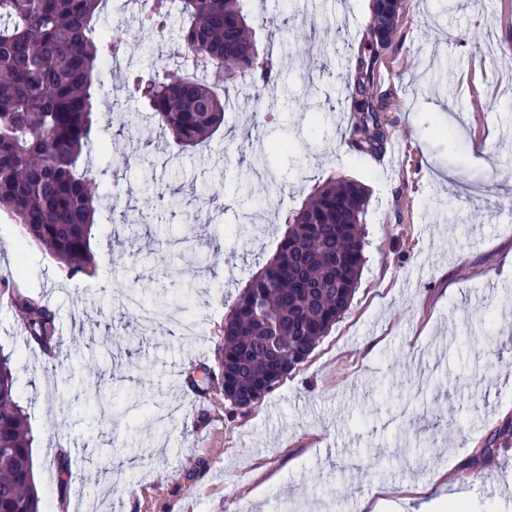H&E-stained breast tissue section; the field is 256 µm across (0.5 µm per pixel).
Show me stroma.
I'll return each instance as SVG.
<instances>
[{
  "label": "stroma",
  "mask_w": 512,
  "mask_h": 512,
  "mask_svg": "<svg viewBox=\"0 0 512 512\" xmlns=\"http://www.w3.org/2000/svg\"><path fill=\"white\" fill-rule=\"evenodd\" d=\"M252 12L288 24L275 82L260 102L240 93L206 145L175 155L128 77L176 68L182 18L159 34L119 23L122 0H107V28L137 36L98 75L100 131L80 161L126 192L98 214L95 275L68 277L0 211V277L26 265L0 288V346L14 354L40 497L48 512L82 498L98 512H360L366 500L420 512L418 485L443 468L432 512L461 494L468 512H512V447L486 448L512 422V0H407L381 65L377 154L351 144L345 103L369 0H252ZM426 74L436 85L417 94ZM253 124L249 151L279 187L269 205L266 182L237 191L234 137ZM332 177L368 193L349 309L257 406L197 396L189 376L214 366L235 296L288 212ZM127 287L157 299L151 333L117 301ZM17 292L55 312L65 361L28 347ZM116 467L126 482L112 489L103 471Z\"/></svg>",
  "instance_id": "35a3bbf8"
}]
</instances>
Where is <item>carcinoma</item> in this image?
Masks as SVG:
<instances>
[{
    "mask_svg": "<svg viewBox=\"0 0 512 512\" xmlns=\"http://www.w3.org/2000/svg\"><path fill=\"white\" fill-rule=\"evenodd\" d=\"M104 0H0V210L26 240L54 256L75 277L94 266L92 240L103 189L79 170L95 129L97 71L124 51L120 34L97 27ZM147 25L163 33L173 11L185 20L169 54H191L202 81L178 69L133 79V93L180 150L205 143L244 88L260 98L277 71L269 43L287 29L253 16L251 0H136ZM405 0H373L372 21L346 84L350 139L375 153L387 137L376 79L381 54L397 49L394 33ZM364 188L330 179L313 188L288 224L275 255L247 282L224 321L216 356L225 392L245 400L266 393L304 363L349 308L364 264ZM27 342L43 352L60 347L55 312L24 295L12 298ZM33 432L21 406L13 354L0 348V512H45L33 463Z\"/></svg>",
    "mask_w": 512,
    "mask_h": 512,
    "instance_id": "cac0c4a2",
    "label": "carcinoma"
}]
</instances>
